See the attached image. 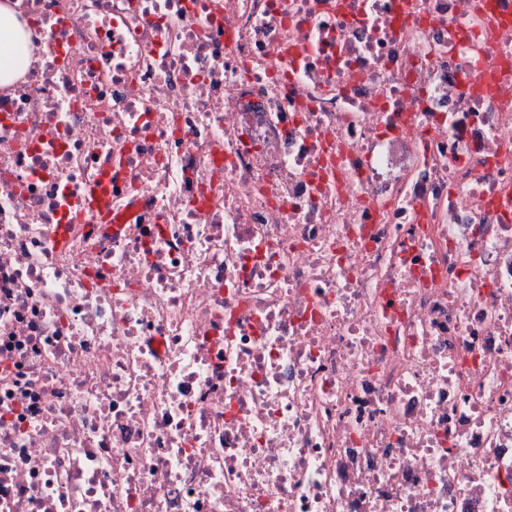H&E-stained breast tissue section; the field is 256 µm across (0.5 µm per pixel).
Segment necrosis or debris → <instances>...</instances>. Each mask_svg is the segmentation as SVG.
<instances>
[{
	"label": "necrosis or debris",
	"mask_w": 512,
	"mask_h": 512,
	"mask_svg": "<svg viewBox=\"0 0 512 512\" xmlns=\"http://www.w3.org/2000/svg\"><path fill=\"white\" fill-rule=\"evenodd\" d=\"M0 512H512V0H13Z\"/></svg>",
	"instance_id": "necrosis-or-debris-1"
}]
</instances>
